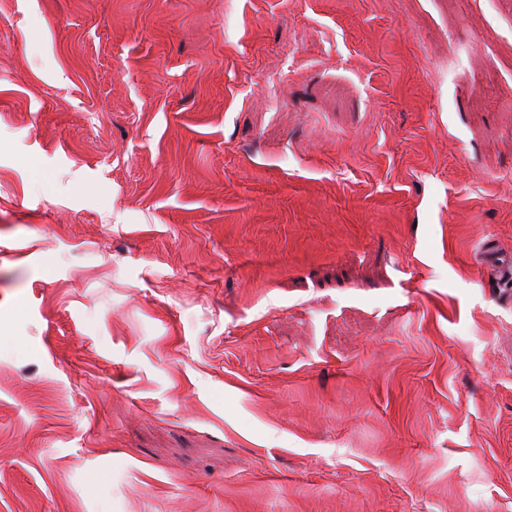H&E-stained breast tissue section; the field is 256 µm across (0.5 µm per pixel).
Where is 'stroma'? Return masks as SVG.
I'll use <instances>...</instances> for the list:
<instances>
[{
  "label": "stroma",
  "instance_id": "1",
  "mask_svg": "<svg viewBox=\"0 0 512 512\" xmlns=\"http://www.w3.org/2000/svg\"><path fill=\"white\" fill-rule=\"evenodd\" d=\"M512 0H0V512H512Z\"/></svg>",
  "mask_w": 512,
  "mask_h": 512
}]
</instances>
